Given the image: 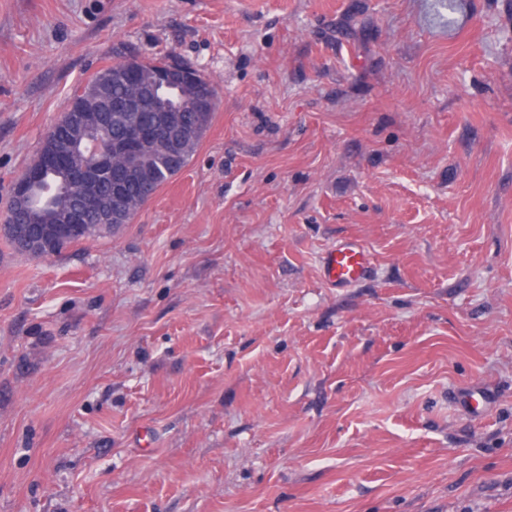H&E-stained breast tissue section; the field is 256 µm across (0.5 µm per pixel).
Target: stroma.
Wrapping results in <instances>:
<instances>
[{"label": "stroma", "mask_w": 512, "mask_h": 512, "mask_svg": "<svg viewBox=\"0 0 512 512\" xmlns=\"http://www.w3.org/2000/svg\"><path fill=\"white\" fill-rule=\"evenodd\" d=\"M132 57L219 105L112 237L0 238V512H512V0H0V221ZM325 280L336 288H347L366 278L373 264L369 251L356 240L342 241L322 258Z\"/></svg>", "instance_id": "obj_1"}]
</instances>
